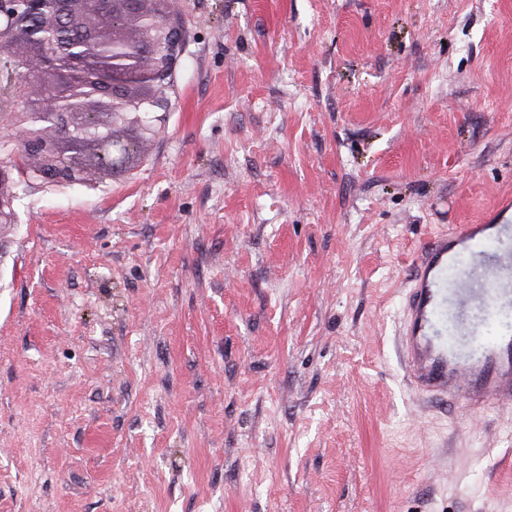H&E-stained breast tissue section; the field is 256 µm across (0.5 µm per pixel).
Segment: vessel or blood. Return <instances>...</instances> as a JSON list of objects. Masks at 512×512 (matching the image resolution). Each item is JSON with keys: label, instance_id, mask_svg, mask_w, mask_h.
<instances>
[{"label": "vessel or blood", "instance_id": "obj_1", "mask_svg": "<svg viewBox=\"0 0 512 512\" xmlns=\"http://www.w3.org/2000/svg\"><path fill=\"white\" fill-rule=\"evenodd\" d=\"M493 224H467L431 237L404 296L400 353L411 386L427 398L470 410L494 404L512 412V325H499L475 352L456 354L444 338L477 336L485 321L512 313V203Z\"/></svg>", "mask_w": 512, "mask_h": 512}]
</instances>
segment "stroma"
<instances>
[{"label":"stroma","instance_id":"obj_1","mask_svg":"<svg viewBox=\"0 0 512 512\" xmlns=\"http://www.w3.org/2000/svg\"><path fill=\"white\" fill-rule=\"evenodd\" d=\"M126 174L0 234V512H512V418L399 349L433 235L512 198V0H168Z\"/></svg>","mask_w":512,"mask_h":512}]
</instances>
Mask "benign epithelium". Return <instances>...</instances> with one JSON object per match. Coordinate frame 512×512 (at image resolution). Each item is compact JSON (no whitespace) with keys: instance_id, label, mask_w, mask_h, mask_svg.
Returning <instances> with one entry per match:
<instances>
[{"instance_id":"obj_1","label":"benign epithelium","mask_w":512,"mask_h":512,"mask_svg":"<svg viewBox=\"0 0 512 512\" xmlns=\"http://www.w3.org/2000/svg\"><path fill=\"white\" fill-rule=\"evenodd\" d=\"M166 0H0V52L12 101L0 95V225L14 220L17 178L82 184L124 172L168 109L179 33Z\"/></svg>"}]
</instances>
